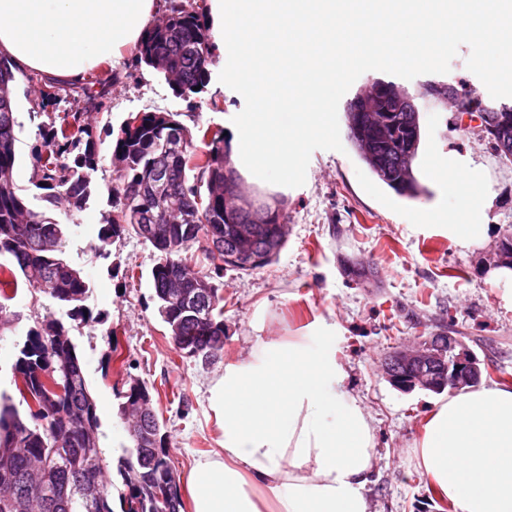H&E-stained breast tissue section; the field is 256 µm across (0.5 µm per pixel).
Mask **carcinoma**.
<instances>
[{"mask_svg":"<svg viewBox=\"0 0 512 512\" xmlns=\"http://www.w3.org/2000/svg\"><path fill=\"white\" fill-rule=\"evenodd\" d=\"M137 60L162 74L178 97L205 91L214 63V45L209 28L201 21L199 7L190 0H168L161 22L150 27L136 48ZM19 68L0 56V335L13 327L8 302L18 289L28 287L48 299L46 315L29 330L13 364V383L19 403L0 394V512H112V482L102 466L99 447L100 418L84 374V366L71 331L91 317L87 305L89 283L80 269L65 257L66 225L49 214L67 204L65 215L83 209L95 186L91 174L101 161L87 114L109 111V88L120 80L108 71L104 79L80 83L47 82L52 94H41L45 103L70 97L76 108L65 113L60 125L43 134L46 152L35 154L37 192L28 195L13 179L16 119L12 87ZM362 95L349 102L344 118L348 139L369 171L401 196L416 198L421 192L414 175L415 156L372 131L367 112L354 111ZM393 113L398 133L420 125V113L408 112L391 98L384 100ZM173 134L188 138L185 153L163 155L161 149ZM200 138L202 146L194 143ZM193 136L176 114L139 112L129 116L112 142L111 161L121 163L112 183L116 211L102 224L99 253L124 235L137 234L140 223L137 201L160 173L169 193L158 197L156 209L178 205L188 217L182 224L168 225V237L151 245L161 254L153 267V299L171 335L175 349L198 351L203 360L224 351V295L216 280L224 266L216 259L239 253L234 227L251 218V208L226 211L224 193L235 195L238 181L228 184V146L224 131H198ZM499 156L512 162V126L491 139ZM46 203L35 207L31 199ZM268 222L252 248L265 251V263L284 248L282 225L288 215L280 205L262 204ZM206 261L197 268L195 254ZM211 285L207 306L192 313L168 295L175 280H188L194 289L199 279ZM25 406L20 411L18 405ZM146 437L130 434L122 448L118 474L126 487L121 504L137 508L121 512H181L179 491L171 498L165 492L175 483L166 436L157 415L143 427Z\"/></svg>","mask_w":512,"mask_h":512,"instance_id":"obj_1","label":"carcinoma"}]
</instances>
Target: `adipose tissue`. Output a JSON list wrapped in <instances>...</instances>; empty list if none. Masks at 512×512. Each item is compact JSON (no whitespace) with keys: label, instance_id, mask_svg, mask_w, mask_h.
Listing matches in <instances>:
<instances>
[{"label":"adipose tissue","instance_id":"1","mask_svg":"<svg viewBox=\"0 0 512 512\" xmlns=\"http://www.w3.org/2000/svg\"><path fill=\"white\" fill-rule=\"evenodd\" d=\"M157 0H0V55L54 80L79 81L137 48ZM430 173L478 211L481 174ZM321 322L225 365L209 389L220 437L195 460L190 512H369L373 428L340 384ZM431 488L453 512H512V388L482 386L435 402L417 443Z\"/></svg>","mask_w":512,"mask_h":512}]
</instances>
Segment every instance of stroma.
<instances>
[{"mask_svg": "<svg viewBox=\"0 0 512 512\" xmlns=\"http://www.w3.org/2000/svg\"><path fill=\"white\" fill-rule=\"evenodd\" d=\"M111 67L122 79L112 87L110 109L88 117L102 156L92 175L96 192L74 216L66 255L92 288L88 305L95 320L73 336L101 418L112 503H119L125 491L116 471L128 436L117 419L119 394L130 381L149 387L169 457L183 481L194 460L215 446L209 386L225 364L319 319L346 373L342 389L357 398L374 428L378 453L370 512H451L416 455L423 421L437 396L395 389L384 377L383 363L395 347L450 328L488 369L483 384L498 383V371L512 374V271L492 265L499 242L512 232V162L495 152L479 122L420 98L426 76L408 80L407 88L418 96L422 129L413 162L421 194L414 199L397 195L370 173L352 145L340 152L315 150L305 184L280 195L288 211V236L278 258L252 271L225 269L224 353L205 363L181 356L169 341L152 298L151 271L159 260L153 246L127 235L111 245L109 257L96 251L98 231L112 212V132L129 114L155 110L176 113L192 131L226 130L245 102L215 78L201 94L175 96L164 78L137 63L132 50ZM12 97L19 122L15 180L27 189L33 155L43 147L40 126L50 125L71 105L42 102L38 82L23 72ZM430 159L460 173L483 168L488 188L479 218L485 231L479 238L464 243L449 233V225L464 221L460 201L429 179L425 163ZM353 263L374 267L376 282H359L349 270ZM46 303L23 287L10 301L14 330L0 336V391L14 394L16 346L42 318Z\"/></svg>", "mask_w": 512, "mask_h": 512, "instance_id": "stroma-1", "label": "stroma"}]
</instances>
